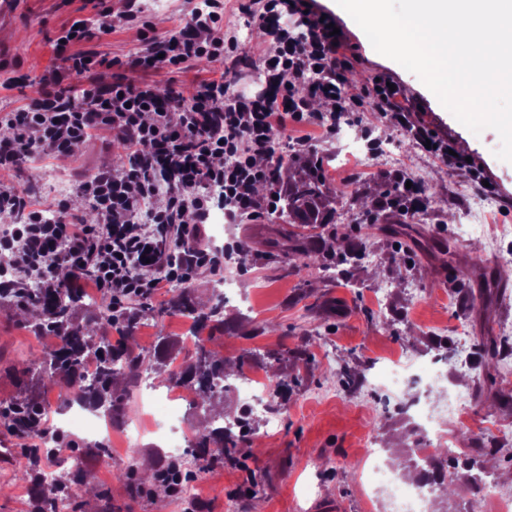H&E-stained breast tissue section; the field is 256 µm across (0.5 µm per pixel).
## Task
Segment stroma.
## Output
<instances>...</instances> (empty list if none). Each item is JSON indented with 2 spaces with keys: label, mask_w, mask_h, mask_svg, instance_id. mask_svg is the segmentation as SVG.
Wrapping results in <instances>:
<instances>
[{
  "label": "stroma",
  "mask_w": 512,
  "mask_h": 512,
  "mask_svg": "<svg viewBox=\"0 0 512 512\" xmlns=\"http://www.w3.org/2000/svg\"><path fill=\"white\" fill-rule=\"evenodd\" d=\"M321 12L332 17L358 61L345 80L350 94H359L366 83L382 75L393 79L415 106L414 121L422 123L439 139L471 158L496 187L497 207L485 223L512 220V163L495 156L498 134L490 128L473 134L463 126L413 73L374 50L362 29L336 0H319ZM122 0H10L0 16V74L20 77L16 87H0V116L25 108L40 91L39 77L48 68L62 66L54 43L59 32L73 21L84 20L94 33L84 49L109 62L105 77L119 75L136 83L149 78L159 87L175 85L181 94L193 93L205 79L219 77L223 67L200 60L182 70L161 69L141 75L128 70L126 61L142 43L122 17ZM110 12L111 28L101 25L102 12ZM393 142L400 151L396 161L357 155L341 159L347 143L361 145L366 139ZM116 139L94 134L75 147L72 155L48 157L42 163L21 162L0 182L29 189L42 205H50L74 174L89 175L98 168L123 170L127 156L118 155ZM321 159L326 186L360 188V200L337 201L335 225L346 228L359 209H374L389 191L388 171L402 169L424 184L429 198L442 199L437 208H427L413 223L425 230V252L402 253L392 238L374 237L366 264L352 275L338 274L335 266L300 269L284 262L281 254L267 248L282 221L269 216L246 224H209L206 237L215 245L238 240L247 247L240 270L228 277L214 274L193 276L187 285L192 299L207 305L216 296L224 298L228 328L217 334L211 346L235 364L231 377L247 373L257 377L270 373L287 380L288 391L275 410L278 423L268 426L265 417L252 414L233 386H225L219 404L225 420L245 421L239 462H219L209 469L191 468L188 455L172 456L168 438H192L204 419L203 409L184 400L178 421L152 426L148 404L162 399L167 385L145 388L138 377L122 381L121 418L109 435L112 462L105 480L93 483L92 494H80L81 512H186L202 504L204 512H391L383 489L363 485L360 455L368 437H375L389 465L410 467L422 442L409 413L395 408L389 397L376 389V382L390 360L409 358L418 365L438 362L441 384L468 391L469 400L461 418H445L450 445L472 456L463 434L495 442L498 452L481 472L480 484L459 483L452 495L434 498L432 512H494V494L512 496V402L486 391L487 378L481 361L484 339L491 336L512 346V279L495 292L492 303L481 297L479 279L457 280L455 264H469L494 256L495 246L484 240L458 237L455 226L460 201L475 187L466 170L443 163L422 151L415 141L396 130L377 112L370 99H363L346 133L319 138L302 159ZM455 242V264L443 265L435 256L441 246ZM235 282L225 289V279ZM190 321L167 318L163 325L143 319L130 340L135 351L158 352L162 337L176 339L180 347L168 371L179 370L195 350L187 335ZM467 338H460L459 328ZM39 341L28 331L25 318L9 300L0 298V401L25 395L41 402L50 423H57L62 410L51 388L28 372L30 352ZM285 351L277 368H270L267 353ZM361 375L358 388L345 390L339 376L344 367ZM141 427L136 440H129L123 422ZM24 438L6 436L0 427V446L11 449L10 465L0 466V512H35L31 484L22 480L20 460ZM191 471L194 495L174 499L162 491L158 473L170 462ZM264 477V490L257 497L240 494L249 473ZM148 495H141V488Z\"/></svg>",
  "instance_id": "stroma-1"
}]
</instances>
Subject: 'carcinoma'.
<instances>
[{
	"label": "carcinoma",
	"instance_id": "obj_1",
	"mask_svg": "<svg viewBox=\"0 0 512 512\" xmlns=\"http://www.w3.org/2000/svg\"><path fill=\"white\" fill-rule=\"evenodd\" d=\"M286 169L293 175L288 179V188L284 193V222L290 225L328 223L336 209L327 207V198L336 201L344 197V192L336 189L329 196L324 193L321 162L317 160L300 168L289 164ZM364 227L391 236L407 237L411 231L407 224L378 225L372 220L364 222ZM347 237L346 232L341 235L336 233L333 237L338 267L360 261L365 256L367 242H362L358 248H350L346 245ZM294 253V262L300 263L303 268L319 269L324 266L325 255L319 250L300 245L294 249ZM81 304L83 295L76 290L47 288L40 282L26 288L24 299L16 302L15 306L24 313L31 307L38 309L34 319L27 321L34 335L55 333L64 337L62 344L42 346L32 354L28 371L57 384L65 400L74 399L94 411L102 412L104 416L115 418L118 406L112 404L114 384L145 369L155 371L159 356L136 354L126 346L114 348L109 343V336L114 330L127 339L135 335L141 320L139 312L131 311L124 318H113L112 298L106 295L85 323L76 325L72 322V315ZM148 314L158 322L167 316H185L192 319L196 329L224 331L222 297L207 307H198L191 301L188 292L181 290L159 309H148ZM92 358L96 360V369L89 377L85 370ZM227 366L228 362L220 351L208 349L205 344L199 343L185 366L170 374L169 382L191 388L201 402L212 405L224 398ZM41 414L42 407L31 401L16 400L0 405V421L11 434L43 443L48 439H57L53 428L42 423ZM240 443V438L229 429L218 427L211 430L205 427L195 433L191 447L203 453L211 447L222 448L224 458L233 462L239 453ZM86 483L87 475L82 470L68 468L59 474L54 488H62L70 493L71 485L83 486Z\"/></svg>",
	"mask_w": 512,
	"mask_h": 512
}]
</instances>
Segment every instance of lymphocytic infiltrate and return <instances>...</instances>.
Wrapping results in <instances>:
<instances>
[{"mask_svg": "<svg viewBox=\"0 0 512 512\" xmlns=\"http://www.w3.org/2000/svg\"><path fill=\"white\" fill-rule=\"evenodd\" d=\"M315 6L316 0H240L239 16H259L273 44L261 58L265 79L247 87L236 80L201 82L187 109L178 104L177 88L147 80L128 84L119 77L103 81L95 53L69 51L90 39L85 21L61 30L55 46L63 67L45 71L39 97L5 117L12 136L0 142V173L11 172L22 157L35 163L46 155L70 154L96 132L125 144L128 167L75 178L69 194L47 210L27 190L0 184V214L11 217L0 228V297L21 298L34 280L53 287L48 272L63 267L66 287L95 284L111 294L122 316L130 300L188 282L199 269L231 271L244 248L204 242L210 213L223 210L227 223L238 224L275 212L281 200L273 163L277 134L299 125L333 134L354 116L356 98L348 94L343 74L356 57L329 22L311 17ZM225 11L224 0H203L185 23L145 39L128 68L149 73L201 59L239 63L237 32L225 26ZM73 73L88 78L80 108L67 83ZM300 87L305 95H297ZM365 94L418 146L449 165L466 166L465 158L451 155L449 143L430 140L411 123L412 107L402 89L375 80ZM317 101L326 102L327 111H314ZM393 180L400 190L379 202L381 214L412 217L426 209L421 182L402 170ZM74 197L92 206L98 223H84L71 207Z\"/></svg>", "mask_w": 512, "mask_h": 512, "instance_id": "f902f5d3", "label": "lymphocytic infiltrate"}]
</instances>
